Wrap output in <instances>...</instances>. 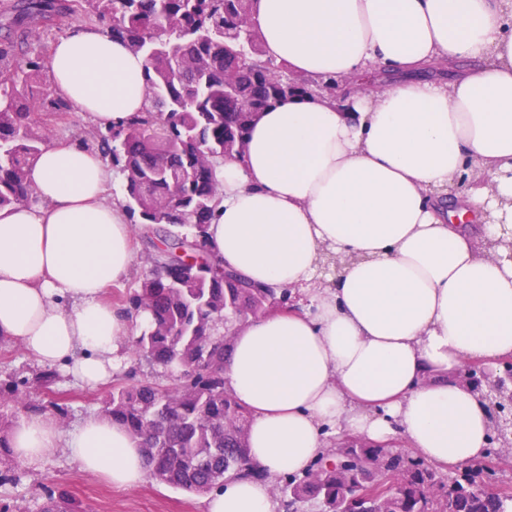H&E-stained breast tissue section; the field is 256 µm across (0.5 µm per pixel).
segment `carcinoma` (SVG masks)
I'll list each match as a JSON object with an SVG mask.
<instances>
[{
    "mask_svg": "<svg viewBox=\"0 0 512 512\" xmlns=\"http://www.w3.org/2000/svg\"><path fill=\"white\" fill-rule=\"evenodd\" d=\"M255 0H4L0 3V208L37 200L32 161L55 136L54 120L73 106L44 73L45 36L60 19L81 15L106 25L147 63L148 108L119 126L95 129L98 147L124 178L131 224L152 227L150 269L117 298L148 325L131 350L175 368L170 384L117 382L102 413L142 448L150 478L208 493L224 478L263 477L249 456V411L224 383L233 330L292 305L285 288L259 287L223 267L206 247L223 196L215 165L240 155L253 117L288 96L336 94L284 62L263 57ZM46 369L33 381L0 385V484L13 481L9 418L35 408L33 387L51 389ZM487 458L459 471L447 495L432 493L434 465L358 438L336 439L303 475L272 485L288 512L308 502L319 512H512V487L492 485ZM40 512H78L65 493L47 491Z\"/></svg>",
    "mask_w": 512,
    "mask_h": 512,
    "instance_id": "1",
    "label": "carcinoma"
}]
</instances>
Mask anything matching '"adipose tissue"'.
I'll return each instance as SVG.
<instances>
[{
	"label": "adipose tissue",
	"mask_w": 512,
	"mask_h": 512,
	"mask_svg": "<svg viewBox=\"0 0 512 512\" xmlns=\"http://www.w3.org/2000/svg\"><path fill=\"white\" fill-rule=\"evenodd\" d=\"M255 21L265 57L340 91L256 114L244 159L216 171L208 250L307 302L233 334L224 381L263 477L225 480L205 512H273L270 479L305 473L331 436L463 469L487 456L492 424L456 374L512 359V261L483 246L512 224V0H257ZM49 70L92 125L148 106L144 57L95 28L60 38ZM466 167L484 184L449 205ZM28 177L38 204L0 209V341L93 386L148 322L102 300L135 260L128 217L107 199L111 167L79 143L46 146ZM329 254L349 261L324 288ZM10 443L34 469L62 454L118 488L149 477L101 416L64 432L34 414Z\"/></svg>",
	"instance_id": "adipose-tissue-1"
}]
</instances>
